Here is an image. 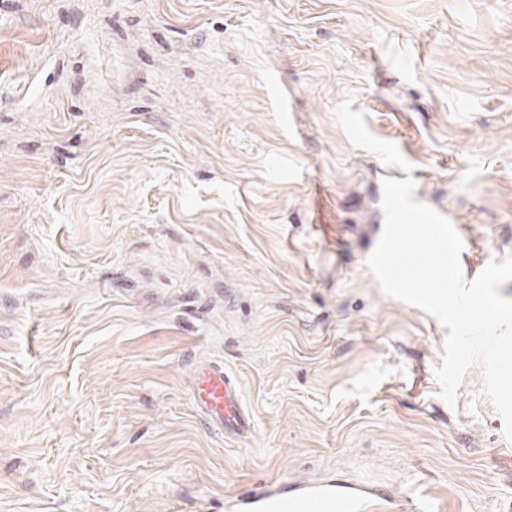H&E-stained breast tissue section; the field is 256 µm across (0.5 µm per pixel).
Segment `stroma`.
I'll use <instances>...</instances> for the list:
<instances>
[{"mask_svg":"<svg viewBox=\"0 0 512 512\" xmlns=\"http://www.w3.org/2000/svg\"><path fill=\"white\" fill-rule=\"evenodd\" d=\"M412 172L354 145L335 107ZM413 178L512 256V0H0V512H224L333 478L512 512L480 370L366 268ZM255 415L196 416L194 359ZM190 395L195 413L209 429L230 440L249 442L254 437L255 420L241 382L224 361L195 362Z\"/></svg>","mask_w":512,"mask_h":512,"instance_id":"obj_1","label":"stroma"}]
</instances>
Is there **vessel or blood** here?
<instances>
[{"label":"vessel or blood","instance_id":"1","mask_svg":"<svg viewBox=\"0 0 512 512\" xmlns=\"http://www.w3.org/2000/svg\"><path fill=\"white\" fill-rule=\"evenodd\" d=\"M193 409L211 430L236 441H250L255 420L244 402L241 382L220 360L195 362L190 390ZM391 498L381 485L312 482L287 490L269 485L226 499L225 512H380Z\"/></svg>","mask_w":512,"mask_h":512}]
</instances>
